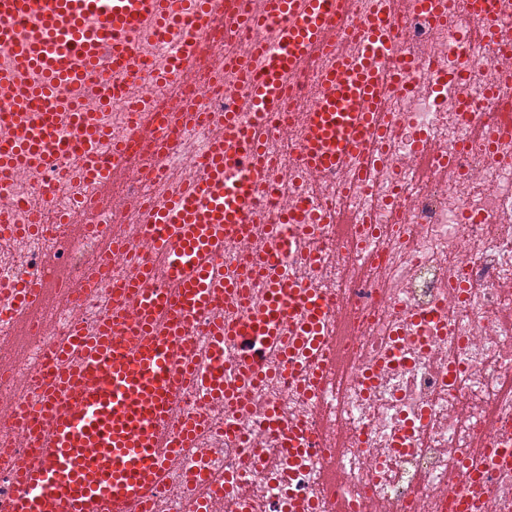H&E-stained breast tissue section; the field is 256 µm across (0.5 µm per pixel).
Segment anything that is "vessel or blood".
<instances>
[{
  "mask_svg": "<svg viewBox=\"0 0 512 512\" xmlns=\"http://www.w3.org/2000/svg\"><path fill=\"white\" fill-rule=\"evenodd\" d=\"M188 50L175 54L166 74L193 70L215 21L252 29L251 55L262 56L265 70L254 76L255 95L268 112L285 109L283 79L298 72L313 49L335 28L340 0H265L258 13H224L221 0H193ZM177 19L173 0H0V50L20 72L40 79L19 85L0 125L25 123L20 138H0V170L46 166L57 154L88 150L78 100L60 98L64 88L98 82L107 95L124 94L144 75L131 64L135 35L143 21L165 34ZM279 33L268 48V29ZM392 17L379 9L354 27L361 46L322 75V93L305 115L306 135L298 158L311 172L337 170L362 151L376 132L366 103L380 89V68L392 60ZM70 122L65 139L58 125ZM128 146L114 145L111 156L96 159L93 172L111 176ZM202 174L185 191L152 211L142 236L167 262L147 268L126 282L123 293L136 299L134 312L115 306L92 340L74 336L80 349L76 367L57 376L42 401L26 405L0 431H13L25 460L0 455V474L24 487L5 504V512H149L177 451L198 432L197 420L176 418L171 409L186 379H194L201 400L224 390L215 372L197 379L192 364L174 358L189 322L203 320L204 335L239 348L238 364L248 374L260 371L263 357L249 339L263 332L284 333L295 318L314 328L328 303L313 287L281 279L270 288L264 313L227 325L212 318L224 294L245 299L247 280L221 282L215 258L224 242L244 235L250 205L268 165L241 113L224 114V133L197 162ZM290 449L313 453L314 439L292 426L281 428Z\"/></svg>",
  "mask_w": 512,
  "mask_h": 512,
  "instance_id": "b4317fda",
  "label": "vessel or blood"
}]
</instances>
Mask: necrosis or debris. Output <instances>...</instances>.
Segmentation results:
<instances>
[{"label": "necrosis or debris", "mask_w": 512, "mask_h": 512, "mask_svg": "<svg viewBox=\"0 0 512 512\" xmlns=\"http://www.w3.org/2000/svg\"><path fill=\"white\" fill-rule=\"evenodd\" d=\"M375 0H348L336 20V49L312 56L301 73L288 75L289 108L263 112L237 62L251 41L247 29L216 26L196 68L178 80L132 84L124 96L103 100L97 83L81 90L87 112L105 135L95 142L102 157L116 142L130 145L126 176L115 204L98 199V179L82 176L86 157L61 155L43 168L14 170L0 178V211L16 231L0 235V337L14 335L25 309L11 289L42 277L58 298L24 337V351L0 366V410L40 399L30 380L40 371L69 369L79 351L51 362L75 323L95 333L111 312L113 288L162 255L136 239L146 223L145 204H162L197 177V160L220 132L225 104L241 112L274 164L258 191L252 230L225 244L218 273L236 275L250 256L267 248L282 211L303 203L304 228L290 235L281 271L317 288L330 307L320 334L335 341L314 372L295 329L286 339H251L271 369L258 381L244 378L233 348L216 349L195 326L186 330L184 355L202 368L221 364L224 383L246 403L226 409L199 401L187 390L175 413L195 412L212 425L183 454L206 476L215 512L227 503L224 482L237 481L247 512H293L296 501L315 512H333L344 498L349 512H455L456 484L481 481L484 494L464 512H512V61L486 36V17L457 0L447 19L430 22L409 0L394 16V56L409 71L388 67L374 112L394 124L339 170L316 175L297 158L303 118L321 91V74L337 57L357 54L347 36ZM185 30L165 37L139 30L137 53L164 70L182 46ZM186 108L209 113L157 151L137 128L135 112L159 115ZM494 122L470 131L466 110ZM111 226L129 248L111 256L94 293L71 295L103 240L87 235L70 245V222ZM51 234L27 231L33 220ZM296 367L288 369L285 355ZM317 434L319 450L301 458L282 446L268 422ZM231 421L235 439L220 431ZM334 462L335 481L325 467ZM195 498L179 466H172L151 512H195Z\"/></svg>", "instance_id": "4bbe7bcc"}]
</instances>
